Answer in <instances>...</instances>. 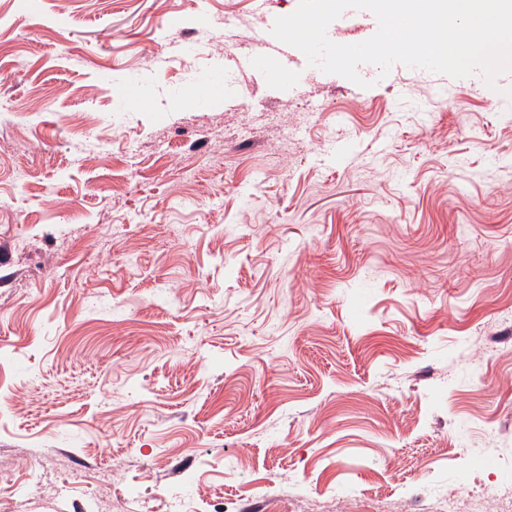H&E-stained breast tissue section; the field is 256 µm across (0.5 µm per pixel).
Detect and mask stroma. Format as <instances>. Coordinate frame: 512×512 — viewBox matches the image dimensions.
<instances>
[{"label":"stroma","instance_id":"1","mask_svg":"<svg viewBox=\"0 0 512 512\" xmlns=\"http://www.w3.org/2000/svg\"><path fill=\"white\" fill-rule=\"evenodd\" d=\"M298 5L0 0L8 512H512V73L268 70ZM255 39L258 45L261 47L262 58L265 61V64L278 70L281 69L284 66L286 57L285 49L288 45L278 40L276 43L271 41L268 38L265 28H260L256 32Z\"/></svg>","mask_w":512,"mask_h":512}]
</instances>
